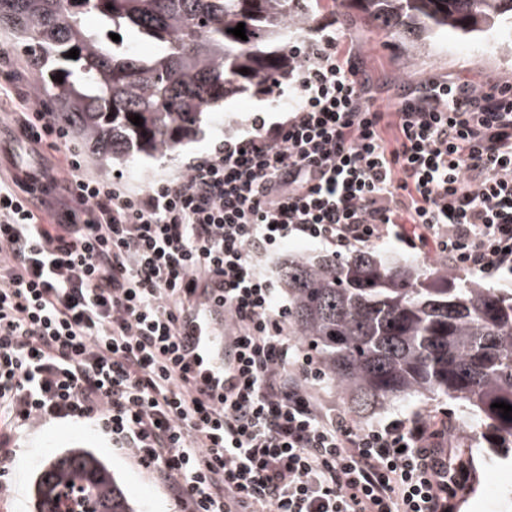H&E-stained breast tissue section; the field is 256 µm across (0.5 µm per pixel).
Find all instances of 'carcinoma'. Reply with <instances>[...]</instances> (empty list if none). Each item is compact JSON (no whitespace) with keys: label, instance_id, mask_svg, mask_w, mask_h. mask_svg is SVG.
Instances as JSON below:
<instances>
[{"label":"carcinoma","instance_id":"carcinoma-1","mask_svg":"<svg viewBox=\"0 0 512 512\" xmlns=\"http://www.w3.org/2000/svg\"><path fill=\"white\" fill-rule=\"evenodd\" d=\"M358 6L420 43L450 29L464 37L512 33V0ZM87 14L98 17V29L85 25ZM312 21L303 0H0V30L35 47L34 92L106 167L171 151L197 135L206 108L249 86L268 91L267 79L293 67L292 34ZM240 22L245 41L229 33ZM121 32L129 41L108 42ZM132 44L154 52L140 57ZM73 48L76 59L68 57ZM136 115L143 125L130 121ZM279 276L295 334L316 350L321 375L356 413L422 395L460 401L485 430L483 459L512 458V419L491 407L512 405V293L469 282L445 262H387L369 251L290 260ZM66 493L81 497L83 512H134L87 448H70L41 469L35 512H62Z\"/></svg>","mask_w":512,"mask_h":512}]
</instances>
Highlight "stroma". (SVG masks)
Segmentation results:
<instances>
[{"label": "stroma", "mask_w": 512, "mask_h": 512, "mask_svg": "<svg viewBox=\"0 0 512 512\" xmlns=\"http://www.w3.org/2000/svg\"><path fill=\"white\" fill-rule=\"evenodd\" d=\"M314 20L335 19L355 52L363 58L370 79L380 89L378 103L388 106L395 98L432 77H447L487 88L512 83V37L491 40L463 39L448 34L419 48L377 27L359 10L354 0H318ZM0 86L12 88L17 100L30 99L40 77L29 64V52L0 32ZM285 107L283 100L248 88L225 100L218 109L202 114L200 131L174 153L139 158L111 171L89 151L81 157L88 171L103 176L118 174L132 190L143 189L152 179L173 176L196 158L211 153L224 138L247 129L255 117L275 121ZM22 166L34 187L46 185L48 176L62 177L61 153L30 144L13 124L9 114L0 113V174ZM309 391L326 412L343 417L348 424L364 427L380 421L411 416L424 417L435 427L455 431L458 423L470 421L462 407L421 396L405 405L384 406L356 415L348 399L319 376L308 379ZM482 436H459L451 452L464 471L463 481L452 491L451 512H512V460L486 464L475 451L484 447ZM89 448L111 467L136 512H179V504L152 477L145 474L130 455L113 448L101 429L90 423L51 422L22 432L12 446L10 460L0 471V482L9 491L0 495V512H34L33 483L48 459L69 448Z\"/></svg>", "instance_id": "1"}]
</instances>
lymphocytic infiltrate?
Listing matches in <instances>:
<instances>
[{"label":"lymphocytic infiltrate","instance_id":"f902f5d3","mask_svg":"<svg viewBox=\"0 0 512 512\" xmlns=\"http://www.w3.org/2000/svg\"><path fill=\"white\" fill-rule=\"evenodd\" d=\"M295 49L285 116L252 122L138 192L64 156L65 209L0 180V462L20 430L89 422L181 512H448L458 478L423 418L357 428L311 399L309 356L263 270L296 237L334 251L387 234L512 275V87L430 79L387 107L335 21ZM28 142L68 129L13 107ZM219 305L239 348L225 393L189 322Z\"/></svg>","mask_w":512,"mask_h":512}]
</instances>
